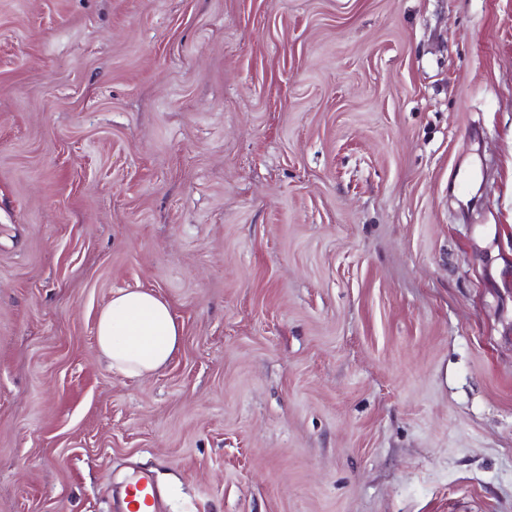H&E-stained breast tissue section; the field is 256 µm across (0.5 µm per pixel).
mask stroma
Returning <instances> with one entry per match:
<instances>
[{
  "label": "stroma",
  "instance_id": "1",
  "mask_svg": "<svg viewBox=\"0 0 512 512\" xmlns=\"http://www.w3.org/2000/svg\"><path fill=\"white\" fill-rule=\"evenodd\" d=\"M181 344L112 371L98 315ZM512 512V0H0V512ZM96 336L108 367L128 377H142L172 359L180 346L181 328L160 295L121 290L101 311ZM162 491L151 472L141 471L125 485V512H155L160 510Z\"/></svg>",
  "mask_w": 512,
  "mask_h": 512
}]
</instances>
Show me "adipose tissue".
Wrapping results in <instances>:
<instances>
[{"label":"adipose tissue","instance_id":"adipose-tissue-1","mask_svg":"<svg viewBox=\"0 0 512 512\" xmlns=\"http://www.w3.org/2000/svg\"><path fill=\"white\" fill-rule=\"evenodd\" d=\"M97 345L108 367L128 377L163 368L178 351L181 329L169 302L145 290H121L101 311Z\"/></svg>","mask_w":512,"mask_h":512}]
</instances>
